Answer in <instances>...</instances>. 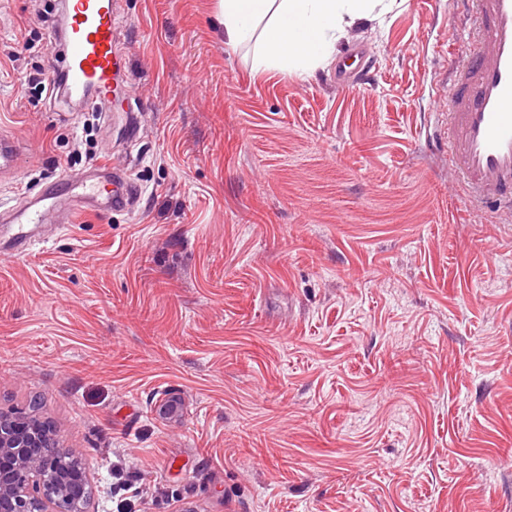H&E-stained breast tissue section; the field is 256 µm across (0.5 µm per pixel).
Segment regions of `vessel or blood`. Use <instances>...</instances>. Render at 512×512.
<instances>
[{"label":"vessel or blood","mask_w":512,"mask_h":512,"mask_svg":"<svg viewBox=\"0 0 512 512\" xmlns=\"http://www.w3.org/2000/svg\"><path fill=\"white\" fill-rule=\"evenodd\" d=\"M462 2L473 52L448 88V167L469 204L493 203L512 213V0ZM115 27L112 0H64L61 27L51 38L62 44L63 56L60 66L50 67V76L88 89L83 104L90 110L111 102L112 86L125 74ZM21 160L17 138L0 133V175L13 173ZM111 177L108 166L95 168L90 176L67 174L62 186L46 189L45 207L11 209L8 221L19 227L11 242L14 254L27 252L29 225L50 218L70 223L74 212L101 196L103 181Z\"/></svg>","instance_id":"vessel-or-blood-1"}]
</instances>
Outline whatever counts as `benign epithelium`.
Returning <instances> with one entry per match:
<instances>
[{
  "label": "benign epithelium",
  "instance_id": "1",
  "mask_svg": "<svg viewBox=\"0 0 512 512\" xmlns=\"http://www.w3.org/2000/svg\"><path fill=\"white\" fill-rule=\"evenodd\" d=\"M91 499L81 457L36 406L0 410V512H91Z\"/></svg>",
  "mask_w": 512,
  "mask_h": 512
}]
</instances>
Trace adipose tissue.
I'll list each match as a JSON object with an SVG mask.
<instances>
[{
  "label": "adipose tissue",
  "instance_id": "adipose-tissue-1",
  "mask_svg": "<svg viewBox=\"0 0 512 512\" xmlns=\"http://www.w3.org/2000/svg\"><path fill=\"white\" fill-rule=\"evenodd\" d=\"M224 40L257 42L256 69L306 73L334 55L347 29L377 20L384 0H220Z\"/></svg>",
  "mask_w": 512,
  "mask_h": 512
}]
</instances>
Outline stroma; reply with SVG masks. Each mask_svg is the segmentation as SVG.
<instances>
[{
    "label": "stroma",
    "instance_id": "1",
    "mask_svg": "<svg viewBox=\"0 0 512 512\" xmlns=\"http://www.w3.org/2000/svg\"><path fill=\"white\" fill-rule=\"evenodd\" d=\"M116 2L123 109L82 112L23 86L53 0H0V213L92 153L136 190L0 253V410L39 403L95 512H512V222L448 172L457 0L308 76L225 45L218 0ZM22 160L21 147L10 132L0 133V175L13 173Z\"/></svg>",
    "mask_w": 512,
    "mask_h": 512
}]
</instances>
